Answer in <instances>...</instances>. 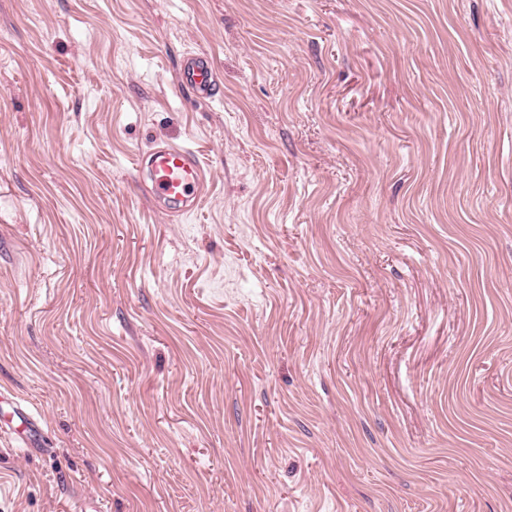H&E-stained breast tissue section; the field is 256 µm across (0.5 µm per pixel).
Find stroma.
<instances>
[{"label":"stroma","instance_id":"stroma-1","mask_svg":"<svg viewBox=\"0 0 512 512\" xmlns=\"http://www.w3.org/2000/svg\"><path fill=\"white\" fill-rule=\"evenodd\" d=\"M1 389L0 512H512V0H0ZM180 82L201 99L212 98L217 93L213 62L204 55L184 59L180 69ZM149 168L151 195L166 212L178 214L199 205L205 170L195 151L183 145L159 146L151 153Z\"/></svg>","mask_w":512,"mask_h":512}]
</instances>
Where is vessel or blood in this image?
Instances as JSON below:
<instances>
[{
    "mask_svg": "<svg viewBox=\"0 0 512 512\" xmlns=\"http://www.w3.org/2000/svg\"><path fill=\"white\" fill-rule=\"evenodd\" d=\"M182 85L198 98L216 94L217 84L212 61L203 55L184 59L180 69ZM151 195L164 209L194 208L202 200L205 170L192 149L183 145H162L149 159Z\"/></svg>",
    "mask_w": 512,
    "mask_h": 512,
    "instance_id": "obj_1",
    "label": "vessel or blood"
}]
</instances>
